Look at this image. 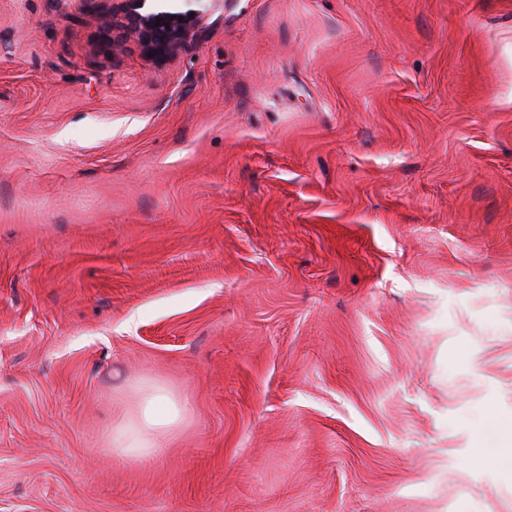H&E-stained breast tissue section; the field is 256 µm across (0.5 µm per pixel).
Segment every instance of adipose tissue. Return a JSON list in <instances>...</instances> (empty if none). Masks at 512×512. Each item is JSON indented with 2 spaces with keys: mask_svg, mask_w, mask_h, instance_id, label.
I'll return each instance as SVG.
<instances>
[{
  "mask_svg": "<svg viewBox=\"0 0 512 512\" xmlns=\"http://www.w3.org/2000/svg\"><path fill=\"white\" fill-rule=\"evenodd\" d=\"M136 397L140 420L119 424L112 431V450L127 461L138 460L155 448V434L175 429L190 411L188 400L174 398L154 383L140 384Z\"/></svg>",
  "mask_w": 512,
  "mask_h": 512,
  "instance_id": "adipose-tissue-1",
  "label": "adipose tissue"
}]
</instances>
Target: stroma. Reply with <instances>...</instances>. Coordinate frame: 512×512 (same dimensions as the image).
Returning <instances> with one entry per match:
<instances>
[{
  "label": "stroma",
  "mask_w": 512,
  "mask_h": 512,
  "mask_svg": "<svg viewBox=\"0 0 512 512\" xmlns=\"http://www.w3.org/2000/svg\"><path fill=\"white\" fill-rule=\"evenodd\" d=\"M120 5L0 0V512H512V0ZM121 19L101 16L106 35L112 32V43L126 35H135L143 53L152 61L163 62L185 50L191 43L198 23L194 10L176 11L162 0H121ZM160 19V26H156ZM169 25L170 30L166 29ZM149 53H153L149 57ZM141 420L117 425L112 431V451L127 461H136L157 448L154 435L175 429L190 412L186 399H176L154 383L140 384L136 389Z\"/></svg>",
  "instance_id": "35a3bbf8"
}]
</instances>
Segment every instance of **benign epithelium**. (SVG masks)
I'll return each mask as SVG.
<instances>
[{"instance_id": "benign-epithelium-1", "label": "benign epithelium", "mask_w": 512, "mask_h": 512, "mask_svg": "<svg viewBox=\"0 0 512 512\" xmlns=\"http://www.w3.org/2000/svg\"><path fill=\"white\" fill-rule=\"evenodd\" d=\"M122 16H101L102 29L116 43L125 35L138 39L150 60L163 62L186 49L194 36L198 16L192 10L167 8L162 0H121Z\"/></svg>"}]
</instances>
